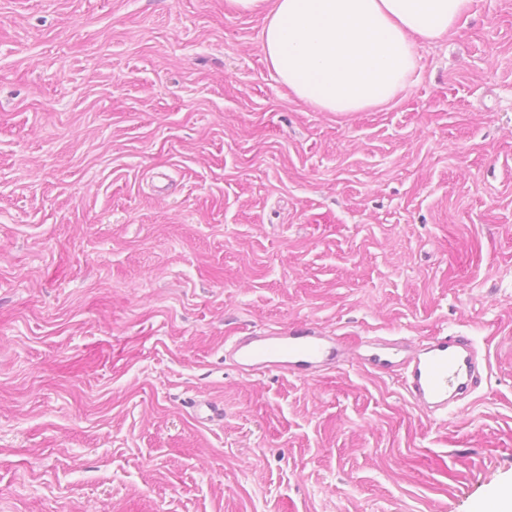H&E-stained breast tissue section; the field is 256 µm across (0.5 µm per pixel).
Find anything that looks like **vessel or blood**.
<instances>
[{"instance_id":"b4317fda","label":"vessel or blood","mask_w":512,"mask_h":512,"mask_svg":"<svg viewBox=\"0 0 512 512\" xmlns=\"http://www.w3.org/2000/svg\"><path fill=\"white\" fill-rule=\"evenodd\" d=\"M224 357L249 374L276 370L312 379L349 361L381 374H396L411 401L425 414L441 418L469 399L479 382L482 358L463 335L361 340L304 325L275 331H247L227 339Z\"/></svg>"}]
</instances>
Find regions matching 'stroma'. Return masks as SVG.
<instances>
[{
  "mask_svg": "<svg viewBox=\"0 0 512 512\" xmlns=\"http://www.w3.org/2000/svg\"><path fill=\"white\" fill-rule=\"evenodd\" d=\"M228 0H0V512H476L512 488V0L370 112ZM472 337L445 419L243 330ZM203 398L224 412L200 421Z\"/></svg>",
  "mask_w": 512,
  "mask_h": 512,
  "instance_id": "obj_1",
  "label": "stroma"
}]
</instances>
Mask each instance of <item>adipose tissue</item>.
<instances>
[{"label":"adipose tissue","mask_w":512,"mask_h":512,"mask_svg":"<svg viewBox=\"0 0 512 512\" xmlns=\"http://www.w3.org/2000/svg\"><path fill=\"white\" fill-rule=\"evenodd\" d=\"M265 16L261 50L297 99L368 112L413 82L420 47L457 33L473 0H229Z\"/></svg>","instance_id":"obj_1"}]
</instances>
